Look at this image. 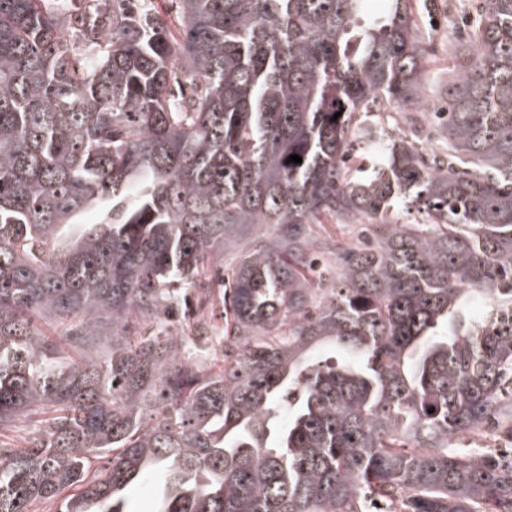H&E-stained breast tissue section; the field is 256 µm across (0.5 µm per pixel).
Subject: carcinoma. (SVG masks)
Returning a JSON list of instances; mask_svg holds the SVG:
<instances>
[{"label":"carcinoma","mask_w":512,"mask_h":512,"mask_svg":"<svg viewBox=\"0 0 512 512\" xmlns=\"http://www.w3.org/2000/svg\"><path fill=\"white\" fill-rule=\"evenodd\" d=\"M176 2L0 0V512H127L158 471V512H512L471 445L512 418V0L444 154L408 0ZM378 102L410 136L350 178ZM397 200L422 221H375Z\"/></svg>","instance_id":"cac0c4a2"}]
</instances>
